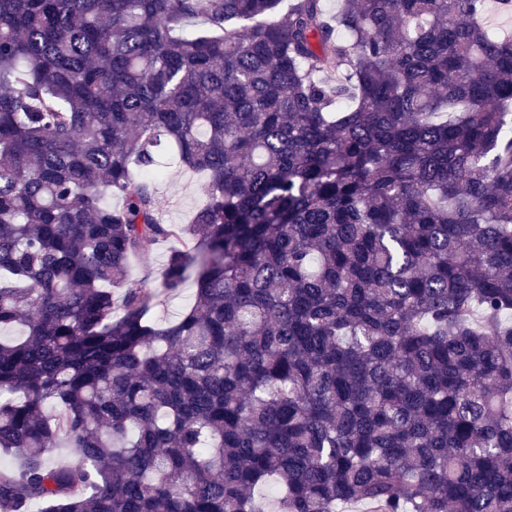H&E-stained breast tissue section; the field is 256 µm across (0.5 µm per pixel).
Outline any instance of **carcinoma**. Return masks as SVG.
Segmentation results:
<instances>
[{
  "instance_id": "carcinoma-1",
  "label": "carcinoma",
  "mask_w": 512,
  "mask_h": 512,
  "mask_svg": "<svg viewBox=\"0 0 512 512\" xmlns=\"http://www.w3.org/2000/svg\"><path fill=\"white\" fill-rule=\"evenodd\" d=\"M280 2L0 0V512H512V38ZM207 178L199 171L171 165L156 183L157 196L170 224H185L201 206ZM169 247L168 241L159 242L149 253L133 259L130 264L131 276L143 281L147 288L158 294L154 315L157 320L163 322L180 317V314L194 302L196 293V286L192 279L187 280L176 293H163L161 283Z\"/></svg>"
}]
</instances>
